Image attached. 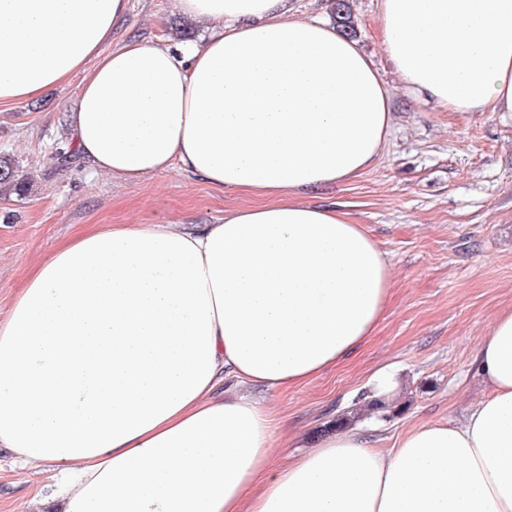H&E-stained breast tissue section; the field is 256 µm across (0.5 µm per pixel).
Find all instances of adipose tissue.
Masks as SVG:
<instances>
[{
	"mask_svg": "<svg viewBox=\"0 0 512 512\" xmlns=\"http://www.w3.org/2000/svg\"><path fill=\"white\" fill-rule=\"evenodd\" d=\"M201 42L100 53L127 0H0V103L82 73L68 123L92 170L172 167L257 195L217 224H91L31 266L0 317V449L50 466L61 512H512V310L485 396L394 448L350 429L288 457L271 407L373 335L390 266L347 214L294 192L347 180L391 128L358 44L290 0H175ZM403 84L512 113V0H380Z\"/></svg>",
	"mask_w": 512,
	"mask_h": 512,
	"instance_id": "obj_1",
	"label": "adipose tissue"
}]
</instances>
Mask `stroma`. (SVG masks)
<instances>
[{"instance_id": "35a3bbf8", "label": "stroma", "mask_w": 512, "mask_h": 512, "mask_svg": "<svg viewBox=\"0 0 512 512\" xmlns=\"http://www.w3.org/2000/svg\"><path fill=\"white\" fill-rule=\"evenodd\" d=\"M355 39L391 91L390 133L359 176L298 200L334 207L362 225L388 259L394 288L369 340L336 367L289 390L253 388L288 431L289 453L314 444L337 417L363 405L385 369L400 388L388 418L352 426L381 448L413 425L461 422L487 386L477 349L496 315L512 307V114L451 112L410 92L386 54L379 0H350ZM175 0H129L102 52L129 39L173 43ZM79 80L22 103L0 105V155L30 191L0 190V302L26 271L85 224H215L253 195L219 190L179 168L140 180L91 170L73 150L66 115ZM68 150L58 161L57 149ZM53 512L43 468L0 451V512L27 502Z\"/></svg>"}]
</instances>
